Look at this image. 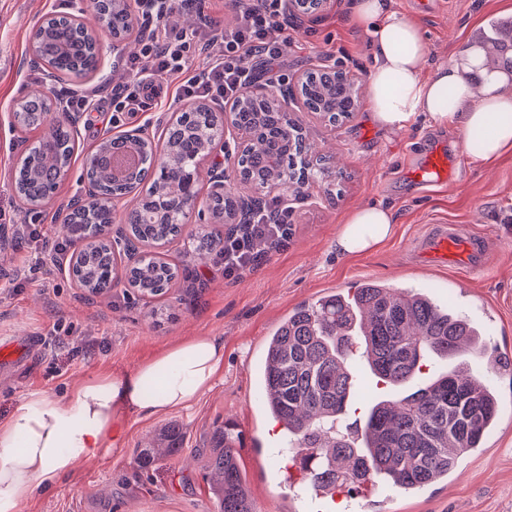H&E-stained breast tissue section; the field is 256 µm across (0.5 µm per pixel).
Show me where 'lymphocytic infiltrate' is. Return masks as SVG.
<instances>
[{
	"label": "lymphocytic infiltrate",
	"instance_id": "lymphocytic-infiltrate-1",
	"mask_svg": "<svg viewBox=\"0 0 512 512\" xmlns=\"http://www.w3.org/2000/svg\"><path fill=\"white\" fill-rule=\"evenodd\" d=\"M133 4L135 13L155 19L156 24L139 53L126 60L124 81L109 93L115 111H131L157 81L169 79L179 82L176 100L221 106L250 85L254 59H262L271 74L278 73L283 62L288 42L280 33L288 21L280 0H231L236 23L224 30L209 20L192 29L181 26L176 16L189 7V0H133ZM217 40L224 52L216 57L210 47ZM288 215V206L275 197L254 209L246 224L225 233L214 258L223 265L225 278L238 279L258 269L262 254L257 243L274 251L285 247L291 236Z\"/></svg>",
	"mask_w": 512,
	"mask_h": 512
}]
</instances>
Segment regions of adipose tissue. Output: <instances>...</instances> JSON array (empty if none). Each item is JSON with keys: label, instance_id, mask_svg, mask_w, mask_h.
<instances>
[{"label": "adipose tissue", "instance_id": "ef3b65f1", "mask_svg": "<svg viewBox=\"0 0 512 512\" xmlns=\"http://www.w3.org/2000/svg\"><path fill=\"white\" fill-rule=\"evenodd\" d=\"M351 21L371 36L369 110L385 129L416 120L458 128L474 162L491 165L512 153V88L496 83L476 97L451 65L422 74L428 48L419 24L392 9L390 0H354ZM479 144H472L474 133ZM389 207L350 210L336 234L342 256L373 251L393 232ZM224 374V342L191 336L168 346L135 370L89 376L61 398L34 392L0 424V512H20L37 490L52 488L80 462L120 450L119 429L131 416H162L190 408ZM161 388L147 396L152 382Z\"/></svg>", "mask_w": 512, "mask_h": 512}]
</instances>
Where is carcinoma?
I'll use <instances>...</instances> for the list:
<instances>
[{"label":"carcinoma","mask_w":512,"mask_h":512,"mask_svg":"<svg viewBox=\"0 0 512 512\" xmlns=\"http://www.w3.org/2000/svg\"><path fill=\"white\" fill-rule=\"evenodd\" d=\"M102 24L115 39L131 34V16L113 7L112 0H96ZM490 35L480 43L482 56L474 68L477 81L491 74L512 76V42L500 38L499 21L487 22ZM32 46L60 78L81 79L97 69L98 52L91 36L65 14L45 18L32 34ZM303 97L313 112L342 122L354 112L356 95L342 74L314 71L303 86ZM51 107L48 92L36 88L21 101L16 125L23 131L45 124ZM241 127H258L260 135L240 156L243 182L255 190L277 178L301 184L329 183L328 159L313 156L299 133L288 136L285 127L296 122L281 112L264 109L257 99L240 108ZM221 134L213 112H196L190 122L181 119L167 128L161 146L141 158L142 166L127 179L111 173V156L127 150L124 138L105 143L98 163L86 170L98 189V204L68 214L63 236L83 239L76 275L90 293L106 297L114 286L112 245L105 231L114 219L111 199L140 188L153 168L161 165L138 207L128 218L138 241L161 245L182 234L186 215L160 214L163 202L179 195L176 173L203 155L205 144ZM75 152L71 130L60 124L51 137L38 140L15 169V192L22 204L37 207L50 199L66 175ZM215 221L233 213L236 197L226 194L206 200ZM186 258L207 259L219 245L218 232L207 224L192 235ZM179 275L177 266L149 258L126 268L128 283L144 296L165 294ZM489 346L484 332L468 318L440 305L428 292L390 288L366 282L353 291L332 294L288 313L267 337L258 370L264 389L263 410L285 431L286 457L299 466L311 488L336 486L352 494L357 480L368 477L414 495L446 480L460 460L482 451L499 419L496 390L473 376L468 358L484 355ZM361 350L374 375L389 389L386 399L369 409L363 429L352 434L343 427L348 406L359 399L348 361ZM453 364L421 384L415 380L431 358ZM182 428L164 427L152 446L142 450L139 464L151 466L158 458L176 453ZM240 434L226 424L213 431L207 468L214 474L213 494L218 512H255L251 490L242 473L237 447Z\"/></svg>","instance_id":"carcinoma-1"}]
</instances>
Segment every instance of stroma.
Segmentation results:
<instances>
[{
  "label": "stroma",
  "mask_w": 512,
  "mask_h": 512,
  "mask_svg": "<svg viewBox=\"0 0 512 512\" xmlns=\"http://www.w3.org/2000/svg\"><path fill=\"white\" fill-rule=\"evenodd\" d=\"M394 9L415 19L428 44L426 72L444 63L463 65L489 17L512 14V0H391ZM89 0H0V337H27L32 349L19 366L0 368V423L26 395L63 396L78 380L130 370L160 349L189 336L224 340V376L187 410L164 416L139 414L125 422V445L105 459L86 460L72 475L23 503L20 512H217L203 463L211 435L233 421L245 440L260 448L240 451V464L257 512H319L312 490L287 485L279 463L280 434L257 401V361L273 328L295 307L366 281L424 289L461 315L479 323L489 345L512 355V155L491 166L473 162L459 130L414 122L389 131L374 123L367 105L331 124L298 113L308 143L329 156L339 176L332 189L315 185L293 200L286 250L269 253L256 272L238 280L224 277L212 261L183 263L181 253L200 223L191 215L182 236L161 246L165 261L178 264V279L164 295L141 296L121 285L105 298L78 288L67 263L51 253L35 254L14 239L16 225H34L42 237L61 239L62 213L84 196V159L107 137L148 125L161 136L171 115L175 89L163 87L160 105L147 116L119 112L110 124L90 129L78 117L71 169L49 202L30 211L19 205L13 175L23 137L9 128L13 105L33 88L53 90L61 100L108 81L121 80L111 48H104L99 74L72 82L51 78L30 62V36L46 15L78 14ZM353 0H328L322 11L291 19L282 69L285 83L300 73L335 62L367 88L372 65L370 37L348 17ZM35 141L37 132L25 135ZM448 159L454 177L444 188H421L415 168L430 150ZM373 203L392 207L396 232L380 249L353 258L334 248L340 222L352 208ZM436 224H465L492 241L486 268L471 278L459 270H431L411 259L414 242ZM31 269L21 287L7 273ZM500 397L499 422L483 452L462 460L447 483L414 496L377 494L345 498L343 512H512V375L490 378ZM183 429L180 451L138 463L167 424Z\"/></svg>",
  "instance_id": "obj_1"
}]
</instances>
